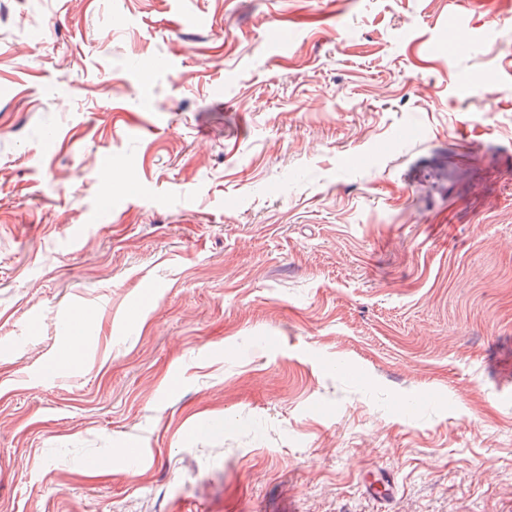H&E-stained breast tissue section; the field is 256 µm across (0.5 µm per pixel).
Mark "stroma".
Masks as SVG:
<instances>
[{
    "label": "stroma",
    "mask_w": 512,
    "mask_h": 512,
    "mask_svg": "<svg viewBox=\"0 0 512 512\" xmlns=\"http://www.w3.org/2000/svg\"><path fill=\"white\" fill-rule=\"evenodd\" d=\"M509 169L512 0H0V512H512Z\"/></svg>",
    "instance_id": "stroma-1"
}]
</instances>
